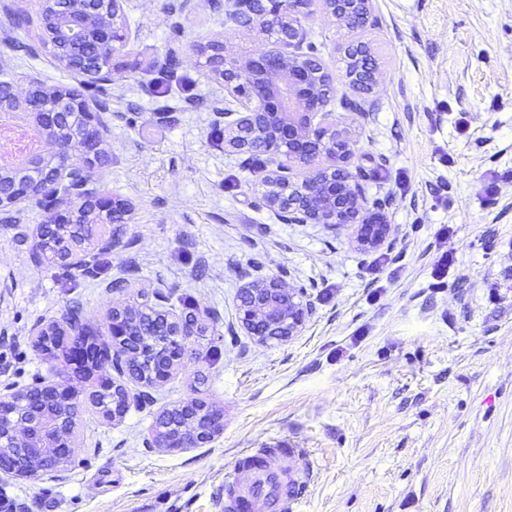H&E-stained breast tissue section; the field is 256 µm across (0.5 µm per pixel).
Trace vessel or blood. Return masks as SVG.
<instances>
[{
	"label": "vessel or blood",
	"instance_id": "vessel-or-blood-1",
	"mask_svg": "<svg viewBox=\"0 0 512 512\" xmlns=\"http://www.w3.org/2000/svg\"><path fill=\"white\" fill-rule=\"evenodd\" d=\"M279 448L244 453L224 480V512H291L302 498L308 473L300 464L283 466Z\"/></svg>",
	"mask_w": 512,
	"mask_h": 512
}]
</instances>
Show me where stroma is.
<instances>
[{
  "instance_id": "1",
  "label": "stroma",
  "mask_w": 512,
  "mask_h": 512,
  "mask_svg": "<svg viewBox=\"0 0 512 512\" xmlns=\"http://www.w3.org/2000/svg\"><path fill=\"white\" fill-rule=\"evenodd\" d=\"M225 3L122 4L96 170L131 221L105 266L57 276L38 257L43 210L0 211V395L39 381L79 393L71 465L0 472V506L219 512L237 456L277 438L306 451L296 512H512V0H372L363 30L318 5L301 15L335 77L325 109L354 146L345 169L363 214L386 226L374 247L359 225L295 224L263 204V167L223 130L224 82L190 46L247 57L279 37L225 21ZM40 8L0 0V74L20 90L76 86L41 40ZM359 42L380 70L365 94L344 61ZM388 250L396 262L372 269ZM269 276L310 295L285 341L239 321L243 284ZM144 293L206 329L165 379L80 372L36 350L32 328L77 307L86 333L107 338L112 309ZM109 377L125 391L113 418L91 402ZM190 400L221 413L220 433L199 448L151 444L157 418Z\"/></svg>"
}]
</instances>
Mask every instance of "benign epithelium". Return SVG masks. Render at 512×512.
I'll return each mask as SVG.
<instances>
[{"label":"benign epithelium","instance_id":"benign-epithelium-1","mask_svg":"<svg viewBox=\"0 0 512 512\" xmlns=\"http://www.w3.org/2000/svg\"><path fill=\"white\" fill-rule=\"evenodd\" d=\"M337 20L352 28L371 24V0H257L253 24L266 30H279L286 43L295 47L304 40L300 25L290 23L296 8L307 9L315 2ZM122 0H40L43 42L66 68L86 77L83 91H55L47 94L38 89L26 93L12 92L9 103L0 101V113L23 112L47 133L44 150L27 166L28 173L40 174L43 188L38 195L47 201L46 224H72L83 210H98L111 215L117 206L97 197L87 189L92 175L87 170L88 158L78 156L75 146L94 152L107 130L104 114L108 108L99 103L89 106L86 91L111 75L112 58L123 49L125 36L117 27ZM92 44L97 65L90 66L79 55L81 44ZM224 102L250 104L244 110L224 109V125L230 128L233 146L249 155L266 156L263 180L278 185L280 195L269 194L267 205L285 208L297 224H356L361 212L359 194L350 179L336 173L341 164L352 157L351 149L336 147V128L318 124L311 116L322 109L320 87L309 80L306 57L274 46L248 59L225 63ZM83 116V130L67 141H59L53 130L66 115ZM296 167L305 169L295 182L289 173ZM72 183L67 194L68 211H57L59 186ZM242 294L250 304L243 309L240 321L248 331L253 323L267 327L266 334L283 339L293 335L310 311L303 289L286 286L277 276L254 279L245 283ZM165 323L173 326L172 336L190 352V338L195 335L189 316L161 311ZM110 336L125 339L129 326L122 311L114 309L108 320ZM56 422L47 415H36L12 431L13 443L28 448L32 457L42 461L49 457L51 445L46 434L54 431Z\"/></svg>","mask_w":512,"mask_h":512}]
</instances>
